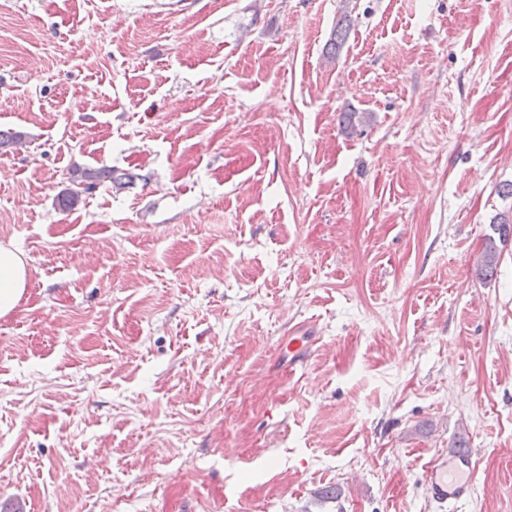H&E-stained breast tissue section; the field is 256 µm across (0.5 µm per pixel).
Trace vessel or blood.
<instances>
[{"label": "vessel or blood", "instance_id": "1", "mask_svg": "<svg viewBox=\"0 0 512 512\" xmlns=\"http://www.w3.org/2000/svg\"><path fill=\"white\" fill-rule=\"evenodd\" d=\"M476 462L467 448H452L434 455L426 466L428 491L443 512H454L475 492Z\"/></svg>", "mask_w": 512, "mask_h": 512}]
</instances>
